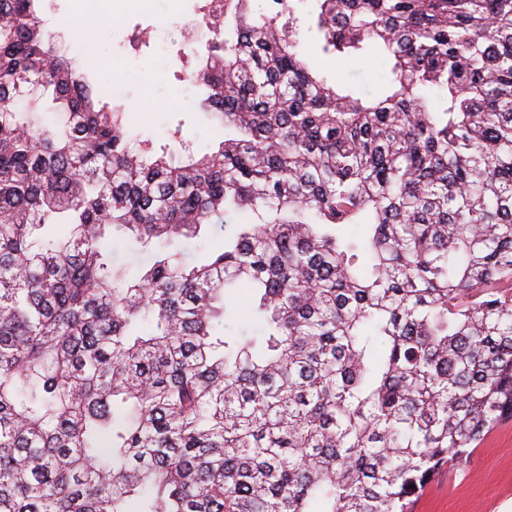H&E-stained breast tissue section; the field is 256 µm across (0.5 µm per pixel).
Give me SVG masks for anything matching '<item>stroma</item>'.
<instances>
[{
	"label": "stroma",
	"mask_w": 512,
	"mask_h": 512,
	"mask_svg": "<svg viewBox=\"0 0 512 512\" xmlns=\"http://www.w3.org/2000/svg\"><path fill=\"white\" fill-rule=\"evenodd\" d=\"M203 0H161L148 17L135 15L136 0H113L99 10L83 0H42L41 16L60 35L61 50L81 47L75 60L104 99L121 92L124 127L137 139L164 145L179 139L191 152L203 154L224 138L221 122L199 107L200 89L182 80L181 46L194 36V20ZM74 27H64V18ZM302 15L296 39L320 73H346L363 90H383L379 60L336 61L320 53ZM92 41H85V34ZM412 512H512V424L495 429L470 457L469 468L438 470L416 497Z\"/></svg>",
	"instance_id": "obj_1"
}]
</instances>
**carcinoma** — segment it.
<instances>
[{"label":"carcinoma","mask_w":512,"mask_h":512,"mask_svg":"<svg viewBox=\"0 0 512 512\" xmlns=\"http://www.w3.org/2000/svg\"><path fill=\"white\" fill-rule=\"evenodd\" d=\"M307 1L382 94L297 51ZM38 2L0 0V512H407L512 420V0H224L184 75L231 133L177 164Z\"/></svg>","instance_id":"1"}]
</instances>
